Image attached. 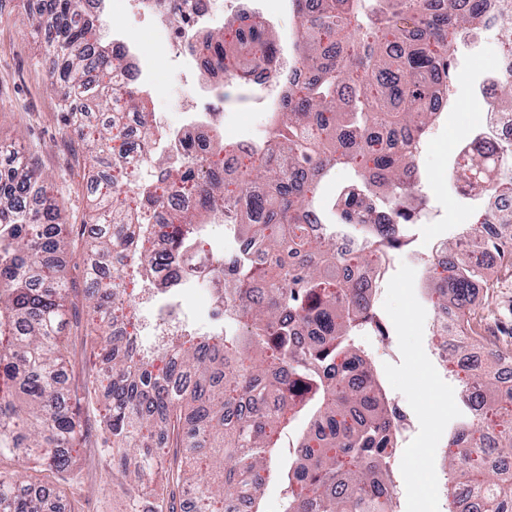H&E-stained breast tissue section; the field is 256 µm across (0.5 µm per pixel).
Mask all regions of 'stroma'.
Listing matches in <instances>:
<instances>
[{"instance_id":"1","label":"stroma","mask_w":512,"mask_h":512,"mask_svg":"<svg viewBox=\"0 0 512 512\" xmlns=\"http://www.w3.org/2000/svg\"><path fill=\"white\" fill-rule=\"evenodd\" d=\"M35 15L30 0H0V144L41 170L50 195L64 205L65 223L73 227L74 253L63 262L71 286L65 330L71 362L68 383L75 388L83 385L94 360L91 345L84 340L87 312L81 233L97 215L95 193L87 166L68 169L62 164L72 131L65 124L60 97L50 85L43 62L46 41L33 30ZM501 41L493 30L458 50L448 109L422 143L418 157L426 174L422 188L427 198L426 218L424 223L411 225L413 243L387 264L375 302L388 334L378 338L366 327L355 338L371 356L389 397L406 419L397 462L400 473L411 475L412 480L399 486L400 512H439L428 489L443 485L448 434L466 414L458 395L461 371L443 367L433 354L430 322L435 307L425 290V259L434 242L454 240L459 225L473 221L475 201L458 197L452 188L451 153L484 122L476 93L487 77L483 63L499 50ZM224 90L228 94L225 141L262 137L269 121L264 105L252 95L238 101L234 83H225ZM185 94L175 75L164 69L150 90L149 106L159 121L175 125L181 120ZM492 279L493 288L475 295L470 334L478 340L479 351L494 349L500 356L512 357V266L496 265ZM72 456L77 484L63 483L51 471L38 475L42 483L58 488L59 512H126L123 495L103 491L112 481L111 454L91 437Z\"/></svg>"}]
</instances>
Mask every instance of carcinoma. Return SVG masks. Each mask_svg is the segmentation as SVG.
I'll list each match as a JSON object with an SVG mask.
<instances>
[{
  "label": "carcinoma",
  "instance_id": "cac0c4a2",
  "mask_svg": "<svg viewBox=\"0 0 512 512\" xmlns=\"http://www.w3.org/2000/svg\"><path fill=\"white\" fill-rule=\"evenodd\" d=\"M83 0H45L38 27L47 37L45 64L67 126L96 169L103 210L88 245L85 276L98 366L81 389L66 387L62 339L67 283L61 275L70 226L47 195L42 173L27 162L0 171V456L46 466L69 482L72 449L84 442L71 402L86 400L98 416L97 437L112 453V490L128 512H161L179 497L181 512H263L260 494L275 474L285 484L283 512H398L393 449L400 420L390 409L369 357L353 341L370 320L369 280L395 248L402 225L423 210L422 181L413 182L420 140L438 118L430 99L451 81L453 44L480 29L485 0H291L299 21L296 59L276 100L268 137L249 146L248 164L218 163L206 145L186 143L182 165L168 166L138 197L119 199L123 166L152 136L141 126L131 141L125 112L142 113V87L113 81L116 51L88 38L94 21H78ZM209 62L249 82L259 62L278 64L269 26L239 17L206 38ZM122 103L108 121H87L85 102ZM338 163L354 172L325 219L318 185ZM235 167L229 183L226 169ZM467 194L512 195V142L470 160ZM176 192L166 222L143 223ZM326 226L315 238L305 213ZM224 213L243 248L224 255V331L190 328L157 350L132 348L117 333L136 308L123 274L133 265L154 283L155 267L207 252L202 215ZM508 235H478L470 253L448 247V268L429 263L428 294L452 304L458 346L470 340L471 298L491 288L481 255L512 259V211L487 219ZM358 245L340 252L336 239ZM497 351L465 376L460 398L473 411L449 439L448 501L462 489L474 512H512V475L479 480L494 455L512 459V387L499 382ZM308 417L293 447L282 439ZM164 473L158 488H149ZM50 490L35 477L0 471V512H48Z\"/></svg>",
  "mask_w": 512,
  "mask_h": 512
}]
</instances>
